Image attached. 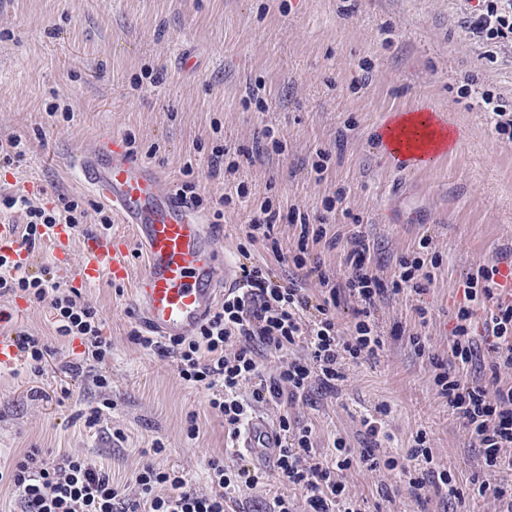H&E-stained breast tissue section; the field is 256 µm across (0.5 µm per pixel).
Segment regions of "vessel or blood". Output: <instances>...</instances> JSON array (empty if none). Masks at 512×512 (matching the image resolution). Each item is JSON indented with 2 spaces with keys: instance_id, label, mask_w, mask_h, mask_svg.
Returning a JSON list of instances; mask_svg holds the SVG:
<instances>
[{
  "instance_id": "1",
  "label": "vessel or blood",
  "mask_w": 512,
  "mask_h": 512,
  "mask_svg": "<svg viewBox=\"0 0 512 512\" xmlns=\"http://www.w3.org/2000/svg\"><path fill=\"white\" fill-rule=\"evenodd\" d=\"M400 156L408 167L425 169L443 154L414 140ZM71 163L82 184L112 210L119 223L131 228L145 250V268L134 294L141 323L166 340L193 335L225 289L239 280L236 265L220 246L215 225L170 185L158 168L133 154L122 138L90 141L74 154ZM69 234L64 224L49 231L59 274L77 276L83 286L102 278H128L120 234L86 237L82 258L75 265L69 261ZM0 254L7 255L18 269L33 265V252L15 242L9 224H0ZM278 445V433L262 417L253 418L236 440L238 450L255 463L269 461Z\"/></svg>"
}]
</instances>
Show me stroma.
<instances>
[{
    "label": "stroma",
    "mask_w": 512,
    "mask_h": 512,
    "mask_svg": "<svg viewBox=\"0 0 512 512\" xmlns=\"http://www.w3.org/2000/svg\"><path fill=\"white\" fill-rule=\"evenodd\" d=\"M477 0H0V139L17 137L28 152L0 166V195L77 199L89 215L72 234L80 259L87 235L101 233L98 201L78 181L69 157L84 141L109 134L132 138L136 155L181 183L184 169L208 198L224 192L211 176L214 148L247 153L236 177L252 187L244 203L225 209L224 250L249 251L271 262L246 227L264 200L281 217L274 233L282 251L296 249L299 223L317 216L325 199L342 194L328 215L336 231L362 232L371 266L390 277L397 258L428 237L443 263L420 294L384 297L376 311L384 347L351 365L336 396L312 394L291 405L260 408L312 427L317 448L333 437L364 447L363 422L380 417V452L405 453L425 431L435 461L468 486L480 455L461 421L438 399L431 357L451 358L453 316L463 283L512 248V141L497 138L490 113L476 104L488 92L512 102V44L486 53L465 20ZM418 110L445 115L455 147L437 166L416 171L385 148L389 114ZM272 131L280 149L261 147ZM326 169L316 173L318 152ZM130 279H100L81 288L94 306L112 356L96 369L81 365L80 340L57 338L48 305L0 297L15 321L41 336L52 356L42 375L17 364L0 368V470L17 453L66 452L109 466L130 480L151 463L179 470L206 489L207 462L239 456L204 389L180 379L173 359L135 344L140 324L134 281L145 267L129 253ZM426 317H418L417 308ZM401 327L403 338L391 335ZM420 336L424 353L409 336ZM80 371H73V364ZM109 378L97 387L96 374ZM101 416L87 427L93 411ZM199 438H189V416ZM162 453H154L155 443ZM362 512H495L492 499H410L398 478L357 463L346 471Z\"/></svg>",
    "instance_id": "1"
}]
</instances>
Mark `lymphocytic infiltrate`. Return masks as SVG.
<instances>
[{
    "instance_id": "obj_1",
    "label": "lymphocytic infiltrate",
    "mask_w": 512,
    "mask_h": 512,
    "mask_svg": "<svg viewBox=\"0 0 512 512\" xmlns=\"http://www.w3.org/2000/svg\"><path fill=\"white\" fill-rule=\"evenodd\" d=\"M469 27L490 45L512 40V0H478ZM0 206L24 212L21 243L31 249L43 240L44 229L67 224L77 230L86 216L75 200L47 208L19 195L1 199ZM334 206V200L325 202L317 228L302 225L298 247L287 255L278 250L274 228L279 213L272 204L261 207L247 232L250 243L266 246L278 262H292L306 277L316 278L322 287L319 297H311L296 280H278L269 267L244 263L237 285L225 291L220 307L194 335L165 344L139 331L132 334L143 349L174 359L184 382L209 391L208 404L222 417L230 437L244 432L260 407L284 398L294 402L316 389L338 391L349 365L375 356L384 345L374 320L378 300L423 291L442 263L423 239L416 250L397 259L391 279L382 280L368 269L370 244L363 235L328 234L326 215ZM323 241L332 247L345 243L343 275H335L312 257L310 244ZM497 272V267H483L468 277L466 303L455 313L450 338L452 359L431 361L438 398L462 421L472 446L481 453L482 471L468 488H461L451 471L435 463L425 432L416 433L402 458L376 455L371 446L355 452L341 437L333 439L323 454L315 446L312 427L284 413L278 419L280 446L272 470L212 459L207 463L205 492L189 484L182 473L152 464L143 465L132 484L120 485L104 466L66 453L48 460L39 449H30L8 474L19 492L18 512H231L234 494L258 488L271 471L283 484L301 491L306 512H361L339 477L357 461L372 471H401L409 496L418 502L433 493L460 500L469 491L492 497L497 512H512V488L495 481L496 476L512 475V303L496 300ZM17 292L30 302L48 303L57 335L81 340L83 362L102 364L111 357L112 343L102 333L98 311L82 302L75 289L60 287L51 266L16 272L0 255V296ZM345 298L357 307L353 324L343 333L335 310ZM475 303L492 306L483 323V342L488 345L484 351L479 348L483 342L474 338ZM12 320L10 312L0 309V322L8 324L19 361L41 371L50 354L48 346ZM484 352L489 355L487 381L464 380V372ZM268 353L284 356L270 376L264 375L261 365Z\"/></svg>"
}]
</instances>
